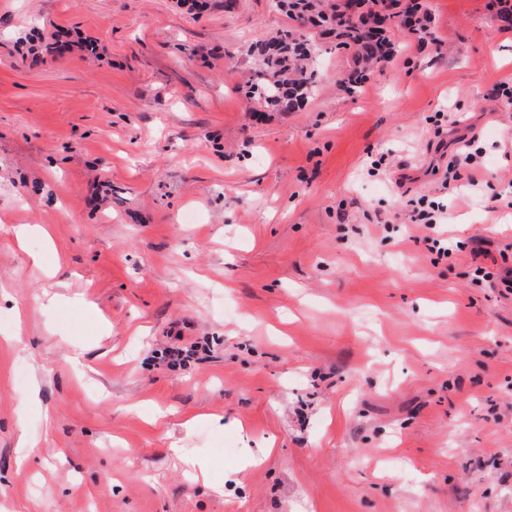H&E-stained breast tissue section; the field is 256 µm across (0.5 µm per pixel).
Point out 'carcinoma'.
<instances>
[{
    "mask_svg": "<svg viewBox=\"0 0 512 512\" xmlns=\"http://www.w3.org/2000/svg\"><path fill=\"white\" fill-rule=\"evenodd\" d=\"M384 0H359L352 10L349 0H276L275 6L302 26H324L336 39V46L352 50L360 64L353 67L348 88L361 91L367 71L385 61L387 37L374 35L367 20L384 16L385 23H401L402 0H393L396 12L383 14ZM249 55L260 67L259 82L251 89L270 109H286L310 95L316 86L314 70L307 68L310 59L306 43L296 29H284L269 41L249 48Z\"/></svg>",
    "mask_w": 512,
    "mask_h": 512,
    "instance_id": "carcinoma-1",
    "label": "carcinoma"
}]
</instances>
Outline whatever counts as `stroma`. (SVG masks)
Returning <instances> with one entry per match:
<instances>
[{"label":"stroma","instance_id":"stroma-1","mask_svg":"<svg viewBox=\"0 0 512 512\" xmlns=\"http://www.w3.org/2000/svg\"><path fill=\"white\" fill-rule=\"evenodd\" d=\"M485 3L391 25L356 94L353 52L302 29L319 83L275 111L244 95L293 25L270 0H0V512H512V295L407 232L471 137L442 231L512 242Z\"/></svg>","mask_w":512,"mask_h":512}]
</instances>
